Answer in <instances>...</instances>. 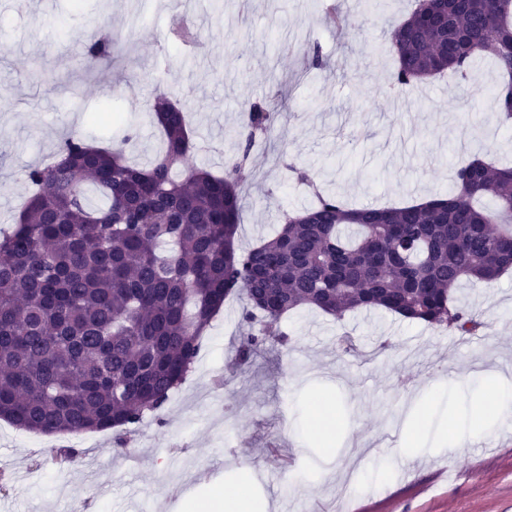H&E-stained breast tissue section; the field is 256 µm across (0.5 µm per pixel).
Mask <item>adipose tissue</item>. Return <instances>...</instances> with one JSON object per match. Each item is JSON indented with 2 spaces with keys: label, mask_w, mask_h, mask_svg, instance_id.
<instances>
[{
  "label": "adipose tissue",
  "mask_w": 512,
  "mask_h": 512,
  "mask_svg": "<svg viewBox=\"0 0 512 512\" xmlns=\"http://www.w3.org/2000/svg\"><path fill=\"white\" fill-rule=\"evenodd\" d=\"M444 383L458 393L474 391L480 396L478 404L453 416L454 427L473 421L480 427V436L486 437L512 426V382L503 373L479 372L463 379L451 375Z\"/></svg>",
  "instance_id": "adipose-tissue-1"
}]
</instances>
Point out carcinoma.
<instances>
[{
    "label": "carcinoma",
    "mask_w": 512,
    "mask_h": 512,
    "mask_svg": "<svg viewBox=\"0 0 512 512\" xmlns=\"http://www.w3.org/2000/svg\"><path fill=\"white\" fill-rule=\"evenodd\" d=\"M442 0H414L390 32L404 88L444 71L466 76L483 58L508 75L512 101V0H448V19L426 20ZM114 42L85 46L92 67ZM242 156L224 174L186 166L185 109L161 92L151 112L164 136L147 167L124 147L70 135L0 235V418L36 433L114 429L117 443L147 415L160 416L196 362L202 337L232 294L246 301L238 361L265 343L285 346L281 321L302 306L341 317L379 308L402 319L474 336L455 293L512 269V167H462L455 190L424 204L350 208L332 194L286 215L277 233L236 245L240 173L256 138L274 131L275 107L250 103ZM185 168L178 179L174 169ZM94 188L105 204L89 203ZM488 196L496 209L473 201Z\"/></svg>",
    "instance_id": "cac0c4a2"
}]
</instances>
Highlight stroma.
Here are the masks:
<instances>
[{"label":"stroma","mask_w":512,"mask_h":512,"mask_svg":"<svg viewBox=\"0 0 512 512\" xmlns=\"http://www.w3.org/2000/svg\"><path fill=\"white\" fill-rule=\"evenodd\" d=\"M333 2L345 27L326 19L320 0H226L220 12L212 0H153L152 25L130 42L127 19L144 0H0V229L28 195L25 170L68 134L107 146L132 128L130 160L153 159L162 143L149 106L160 91L187 110L190 164L216 173L239 150L244 106L276 104V130L257 139L245 170L242 247L280 227L283 212L311 207L291 163L357 207L448 194L472 156L512 164V128L482 93L502 81L491 60L468 78L449 72L397 92L389 32L411 0ZM186 10L198 34L187 47L171 31ZM105 30L123 51L83 69L86 43ZM316 45L331 68L305 67ZM459 301L482 321L477 335L383 310L339 319L305 308L283 322L290 347L266 346L238 367L244 301L229 298L160 419H145L123 446L110 430L52 436L0 419V512L83 503L91 512H186L188 491L245 484L276 512H327L342 496L359 512H512V429L451 456L406 435L398 419L442 375L512 374V273L466 286ZM345 335L355 352L340 350ZM318 395L336 411L326 443L304 432ZM72 448L78 465L60 464L57 451ZM362 448L391 467L353 478Z\"/></svg>","instance_id":"1"}]
</instances>
